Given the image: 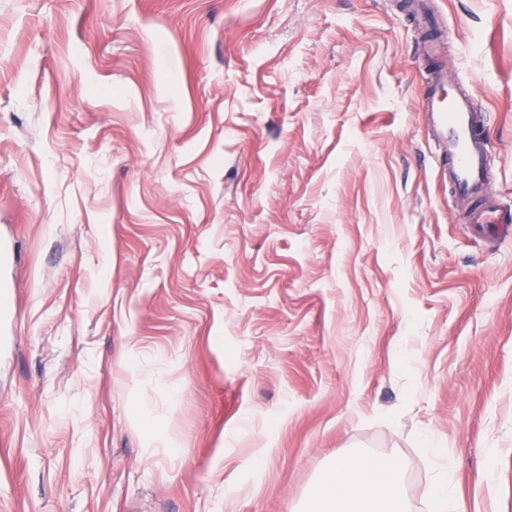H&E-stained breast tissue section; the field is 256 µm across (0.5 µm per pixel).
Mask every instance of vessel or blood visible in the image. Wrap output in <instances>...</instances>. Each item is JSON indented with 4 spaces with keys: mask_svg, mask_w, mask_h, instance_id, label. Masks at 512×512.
<instances>
[{
    "mask_svg": "<svg viewBox=\"0 0 512 512\" xmlns=\"http://www.w3.org/2000/svg\"><path fill=\"white\" fill-rule=\"evenodd\" d=\"M455 80V74L446 69L435 71L424 116L436 138L444 175L454 193L474 203L466 217L467 233L480 240L497 238L512 232V217L488 191V149L470 91L463 88L452 95L443 92Z\"/></svg>",
    "mask_w": 512,
    "mask_h": 512,
    "instance_id": "b4317fda",
    "label": "vessel or blood"
}]
</instances>
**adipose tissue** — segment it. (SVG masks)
I'll return each mask as SVG.
<instances>
[{
  "label": "adipose tissue",
  "instance_id": "adipose-tissue-1",
  "mask_svg": "<svg viewBox=\"0 0 512 512\" xmlns=\"http://www.w3.org/2000/svg\"><path fill=\"white\" fill-rule=\"evenodd\" d=\"M307 512H407L401 469L364 453L336 460L314 486Z\"/></svg>",
  "mask_w": 512,
  "mask_h": 512
}]
</instances>
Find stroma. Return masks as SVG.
I'll use <instances>...</instances> for the list:
<instances>
[{
    "instance_id": "obj_1",
    "label": "stroma",
    "mask_w": 512,
    "mask_h": 512,
    "mask_svg": "<svg viewBox=\"0 0 512 512\" xmlns=\"http://www.w3.org/2000/svg\"><path fill=\"white\" fill-rule=\"evenodd\" d=\"M512 206V0H434ZM400 0H0V512H299L398 460L512 512V237ZM434 85L424 103L427 126L434 134L444 162V176L454 193L474 201L465 228L476 239H493L512 231L501 201L488 191V149L472 107V96L462 88L442 96L440 88L458 81L444 68L434 73Z\"/></svg>"
}]
</instances>
